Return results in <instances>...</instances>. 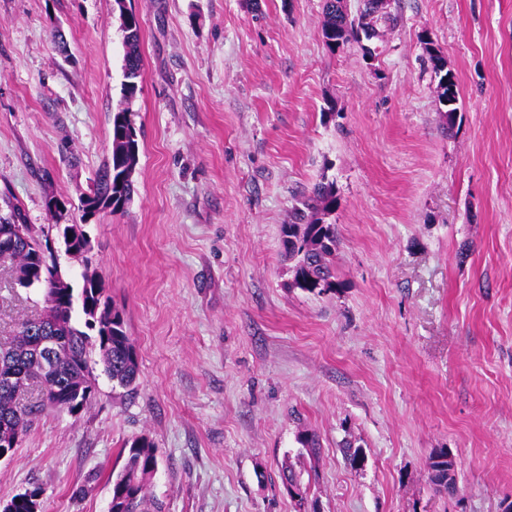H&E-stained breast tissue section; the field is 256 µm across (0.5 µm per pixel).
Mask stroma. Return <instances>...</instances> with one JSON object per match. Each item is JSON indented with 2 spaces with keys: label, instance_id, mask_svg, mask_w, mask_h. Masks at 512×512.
Listing matches in <instances>:
<instances>
[{
  "label": "stroma",
  "instance_id": "35a3bbf8",
  "mask_svg": "<svg viewBox=\"0 0 512 512\" xmlns=\"http://www.w3.org/2000/svg\"><path fill=\"white\" fill-rule=\"evenodd\" d=\"M323 4L131 0L144 74L126 102L113 0H0V218L42 228L74 287L57 227L80 220L118 108L140 142L125 211L85 226L136 388L91 357L95 401L39 417L0 460V501L37 483L43 512H109L121 449L144 435L163 512L512 504V0H391L400 22L370 59L325 47ZM427 40L457 78L451 123ZM324 178L342 286L314 295L291 285L281 226ZM39 300L0 288V338ZM435 448L455 496L428 478Z\"/></svg>",
  "mask_w": 512,
  "mask_h": 512
}]
</instances>
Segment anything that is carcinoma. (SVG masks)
Listing matches in <instances>:
<instances>
[{"instance_id":"cac0c4a2","label":"carcinoma","mask_w":512,"mask_h":512,"mask_svg":"<svg viewBox=\"0 0 512 512\" xmlns=\"http://www.w3.org/2000/svg\"><path fill=\"white\" fill-rule=\"evenodd\" d=\"M341 0H327L322 23V38L327 49L351 40L358 43L375 36L374 23L382 20L394 28L397 17L389 5L379 6L377 0H363V9L355 17L340 6ZM123 31L124 83L123 97L134 98L143 76L140 50L141 22L139 15L128 9L123 0H114ZM431 69L438 77L437 95H448V83H456L455 75L442 70L444 58L425 43ZM139 140L136 129L122 108L112 113V153L99 170L92 195L112 201V212L125 209L133 193L132 176L139 161ZM336 208V186L321 181L312 194L304 196L294 207L288 223L282 225L285 256L292 262L293 286L313 294H327L338 288L332 272V258L338 238L336 225L327 224L324 216ZM19 210H12L7 221L0 222V257L8 263L15 280H35L52 288L42 290L44 314L23 320L9 341L0 344V374L13 371L17 378L5 388L0 387V444L13 445L32 428L35 419L46 408L77 415L96 396L92 387L90 356L95 354L112 383L122 388L134 387L139 363L133 340L128 336L123 312L113 305L105 288L81 286L76 290L63 276L49 244L41 232L28 224L18 225ZM84 316L82 330L73 318L75 304ZM94 334H89V331ZM57 337L67 349L55 356L52 369H45L46 357L41 340ZM126 459L122 469L112 474L110 512H161V504L149 499L150 480L158 469L156 448L146 436L125 443ZM430 482L437 490H448V450L434 449L427 458ZM290 493L298 502L304 501L305 490L300 477L291 469L283 472Z\"/></svg>"}]
</instances>
